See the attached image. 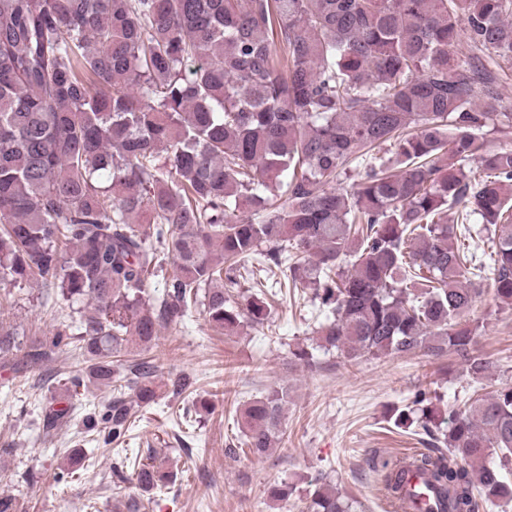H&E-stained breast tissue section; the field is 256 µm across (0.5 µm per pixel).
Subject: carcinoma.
<instances>
[{
  "instance_id": "obj_1",
  "label": "carcinoma",
  "mask_w": 512,
  "mask_h": 512,
  "mask_svg": "<svg viewBox=\"0 0 512 512\" xmlns=\"http://www.w3.org/2000/svg\"><path fill=\"white\" fill-rule=\"evenodd\" d=\"M511 74L512 0H0V287L39 282L79 314L27 341L0 323V363L18 373L63 349L83 363L43 431L95 387L112 397L85 414L87 442H126L158 397L143 354L160 329L194 308L226 336L267 319L266 291L224 289L256 262L278 290L311 291L326 353L448 355L488 377L468 315L488 273L512 306V147L487 139L512 135ZM475 224L488 267L462 243ZM287 398L244 409L253 455L280 440ZM440 402L421 390L392 414L429 449L384 460V494L413 470L436 512L511 501L512 386ZM201 411L192 399L180 423ZM66 459L58 483L95 464ZM164 464L124 456L115 510L139 512L128 485L175 481ZM311 486L307 512H362L326 478Z\"/></svg>"
}]
</instances>
